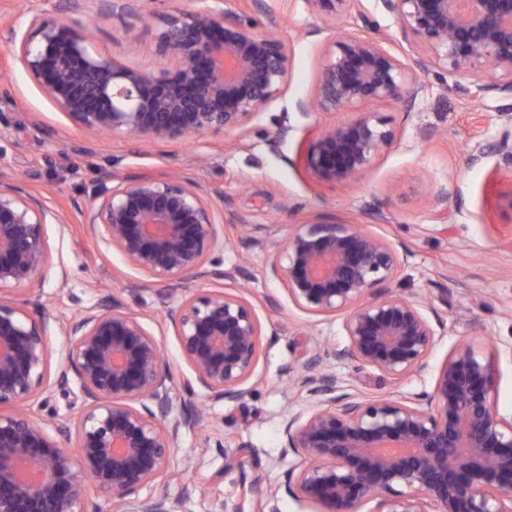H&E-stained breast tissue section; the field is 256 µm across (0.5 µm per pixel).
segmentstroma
<instances>
[{"label":"stroma","mask_w":512,"mask_h":512,"mask_svg":"<svg viewBox=\"0 0 512 512\" xmlns=\"http://www.w3.org/2000/svg\"><path fill=\"white\" fill-rule=\"evenodd\" d=\"M212 3L157 0L149 7L139 2L123 16L102 12L87 18L86 24L99 52L157 74L164 64L150 48L170 8ZM255 7L260 20H276L275 32L288 49L287 91L265 106L248 134L212 130L162 144L127 135L86 137L20 66L11 64L7 33L0 28V63L8 67L15 98L13 106L0 112V145L6 149L0 171L64 217L63 223L46 227L50 262L37 283L56 319L49 327L51 367H58L64 353L58 322L107 290L144 312V323L159 340L174 375L190 373L166 319L175 303L166 285L128 266L117 250L103 248L76 207L83 186L107 164L125 176L182 174L201 183L226 228V277L194 278L185 286L220 289L259 302L262 350L257 380L249 382L248 394L238 402L213 404L197 396L209 417L182 432L174 451L175 469L205 484V492L183 497L176 480L153 488L179 501L181 512H232L237 506L254 512L255 503L240 497L245 479L257 475L265 483L278 484L295 460L285 451L283 427L304 400L283 370L302 363L315 343L331 346L343 339L340 318L298 310L266 266L269 251L282 246L291 225L306 216L363 225L406 253L394 289L430 298L448 327L427 367L402 382L370 368L357 374L346 365L336 366L338 378L370 397L428 392L449 351L468 343L491 357L498 373L496 408L500 415L512 416V211L498 201L500 193L512 189V171L497 167L492 156L474 164L467 161L471 142L492 140L512 121L503 111L504 100L492 95L474 100L447 91L450 78L445 72H418L421 91L412 107H381L396 138L380 151L372 168L349 185L317 184L303 156L325 117L316 111L301 113L298 104L313 98L319 69L336 36L360 31L362 24L354 16L321 19L308 0H260L256 5L246 0L245 10ZM363 10L388 36L393 53L404 60L416 56V46L402 38L380 0H363ZM283 123L290 132L274 141ZM440 187L453 192L445 217L433 201ZM242 253L250 257L245 279L233 273ZM267 294L277 299V307L261 304ZM218 438L225 439V451L214 448ZM235 454L244 457L245 469L224 471L225 456Z\"/></svg>","instance_id":"obj_1"}]
</instances>
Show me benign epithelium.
I'll return each mask as SVG.
<instances>
[{
	"instance_id": "benign-epithelium-1",
	"label": "benign epithelium",
	"mask_w": 512,
	"mask_h": 512,
	"mask_svg": "<svg viewBox=\"0 0 512 512\" xmlns=\"http://www.w3.org/2000/svg\"><path fill=\"white\" fill-rule=\"evenodd\" d=\"M182 9L169 15L153 52L159 75L122 65L93 49L85 22L28 11L3 22L8 52L55 107L91 138L130 135L168 143L211 130L242 134L288 86L285 44L242 10ZM319 17L352 11L360 33L336 38L320 68L315 103L322 114L348 117L321 125L304 164L319 183L363 176L396 131L369 104L415 100L419 70L451 77V91L512 99V0H380L422 56L400 59L374 29L358 0H308ZM512 170V126L490 143L474 142V164L486 154ZM84 221L101 242L151 278L179 286L201 274L227 277L224 225L203 186L178 176L121 177L112 168L86 190ZM63 216L22 193L0 171V512H87L91 487L113 505L163 480L181 431L203 422L193 397L236 402L256 375L262 325L240 296L199 289L169 310L193 376L176 385L141 313L110 292L66 320L64 361L49 367L48 323L41 294L17 303L4 293L40 279L48 264L45 226ZM293 304L342 317L345 341L316 346L300 371L289 368L306 409L288 417L286 448L295 463L275 488L255 477L246 492L256 512H278L279 493L317 512H512V418L494 400L493 362L467 344L437 371L431 392L370 398L333 368H372L401 381L421 372L445 323L419 296L396 293L395 246L359 224L313 216L296 225L267 256ZM75 393L68 424L37 419L41 391ZM74 439V449L59 438ZM137 512H177L149 494Z\"/></svg>"
}]
</instances>
